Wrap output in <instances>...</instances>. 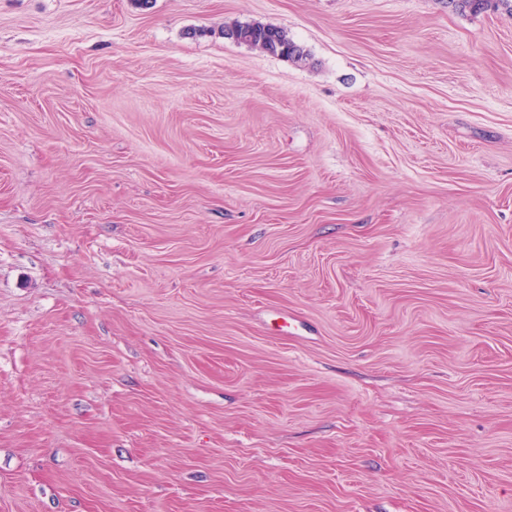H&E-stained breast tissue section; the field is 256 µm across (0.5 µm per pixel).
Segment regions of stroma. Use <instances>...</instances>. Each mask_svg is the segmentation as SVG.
Returning a JSON list of instances; mask_svg holds the SVG:
<instances>
[{
  "mask_svg": "<svg viewBox=\"0 0 512 512\" xmlns=\"http://www.w3.org/2000/svg\"><path fill=\"white\" fill-rule=\"evenodd\" d=\"M0 512H512V17L0 0ZM224 38L255 47L261 51L286 57L294 61H306L307 53L296 44L288 33L279 27L251 22L224 26Z\"/></svg>",
  "mask_w": 512,
  "mask_h": 512,
  "instance_id": "1",
  "label": "stroma"
}]
</instances>
